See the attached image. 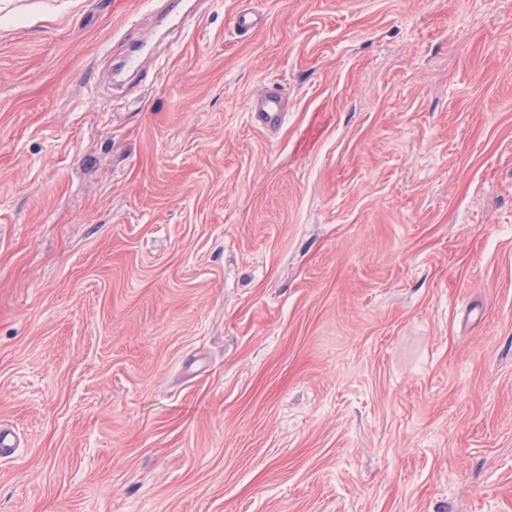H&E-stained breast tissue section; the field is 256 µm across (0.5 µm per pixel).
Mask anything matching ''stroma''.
<instances>
[{"label":"stroma","instance_id":"stroma-1","mask_svg":"<svg viewBox=\"0 0 512 512\" xmlns=\"http://www.w3.org/2000/svg\"><path fill=\"white\" fill-rule=\"evenodd\" d=\"M1 429L0 512H512V0H0Z\"/></svg>","mask_w":512,"mask_h":512}]
</instances>
